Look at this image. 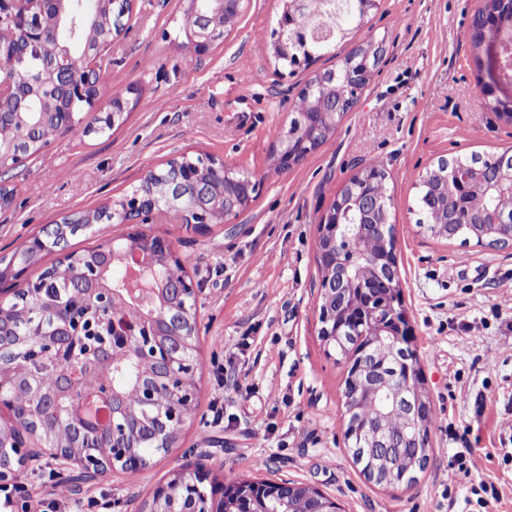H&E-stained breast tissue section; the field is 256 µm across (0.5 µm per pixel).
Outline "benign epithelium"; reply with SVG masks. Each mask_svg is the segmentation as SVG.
<instances>
[{
	"label": "benign epithelium",
	"instance_id": "7a95c632",
	"mask_svg": "<svg viewBox=\"0 0 512 512\" xmlns=\"http://www.w3.org/2000/svg\"><path fill=\"white\" fill-rule=\"evenodd\" d=\"M74 0H0V23L16 28L20 40L11 48H0V147L9 142L15 133V122H8L4 113H13L14 118L23 112H36L42 118L58 123L60 129L70 125V112L58 110L53 97L61 96L73 102L77 99L85 103L87 111L96 114V119L109 122L116 116L124 115L128 101L122 97L113 98L107 104L100 102L99 84L105 71L104 50L112 46L114 36L128 31L123 21L132 12L134 0H98L99 12L112 14L118 19L115 29L109 31L105 40L95 47L92 62L82 75L73 76L66 68L67 47L47 33L66 26L75 27L76 16L71 11ZM244 0H188L187 14L195 18V24L187 29L186 48L201 57L210 52L220 40L224 31L234 25L243 10ZM339 0H286L285 8L272 34L271 49L278 58L288 56V48L309 38L315 41L329 40L335 36L333 19L336 3ZM298 14L308 16L312 25L308 29L293 27V18ZM475 23L485 24L487 32L483 40L492 46L488 55V66L495 84L503 89L512 86V81L503 75L504 67L512 61V30L503 26L485 23L478 15ZM33 50L39 57L36 73L7 74L3 58L17 56ZM373 68L367 65L349 66L351 83L357 86L366 84L372 76ZM323 124H315L309 134V142H317L316 133L325 127H336V102L324 98L315 103ZM276 151L283 158L282 169L299 165L307 153L299 147H278ZM169 182L174 195L185 197L184 186L192 188L194 205L178 209L169 215L168 221L192 224L199 230L216 222L235 223L259 190L257 180H238L232 176L235 169L224 160L210 156L204 169L193 173L181 171L177 160L167 166ZM217 175L224 180V216L215 219V213L208 204L210 182ZM455 179L462 192L481 189L484 191L508 188L512 183L485 181L472 172H457ZM344 202L340 206L347 210L357 209L364 216L383 215L386 207L374 198L355 195L344 188L340 192ZM156 204L146 196H136L123 201V208L112 212L116 224H129L131 230L123 235L130 246L120 253H112L123 264L133 257L143 259V264L124 280L119 287H111L104 282V268L92 267L82 274L79 288H88L97 296L99 308L106 310L110 335L91 348L89 373L97 378V383L82 389V373L77 368L59 366L57 376L60 385L69 395L81 393L106 407L112 416V441L108 449L101 452L93 448H46L31 450L29 455H46L51 462L63 467L69 475L78 474L85 478L97 479L107 475L113 467L130 472L140 471L141 459L134 451L135 438L126 429L117 427V422L127 420L130 414L123 395L111 387L104 379V373L122 357L128 340L136 338L143 352H152L155 358L154 372L140 375L136 386L143 392L142 406L154 408L159 404V392L164 386L177 385L184 392L180 409L169 415L168 423L153 435L155 439H169L181 432L192 418L190 413L194 401V359L189 349L195 347L196 331L185 328L184 317L178 316L164 326H159L149 315L131 319L126 315L130 301L144 294L145 273L150 267L149 254L157 253L166 257L172 264V277L167 291L182 299L183 303H196L197 288L193 280L182 272L178 265L173 241L157 235L145 228L153 223ZM348 229L358 234L371 233L378 237L380 252L372 266L365 270L344 260L338 235ZM475 231L480 235L497 234V238L512 242V221L501 224H478ZM318 240L322 244L319 261L322 270L318 319L321 323L320 335L329 344L344 343L349 332L346 327L356 323L365 327L364 335L369 337L362 350V358L355 366L348 383L344 387V408L348 420L349 433L358 436V447L374 448L376 452L367 470L370 481H385L400 467L403 461L393 449L418 447L425 441L426 432L433 414L432 407L422 394V382L416 362V352L412 346V328L402 306L398 260L395 252L394 225L381 218L373 223L344 224L341 212L330 209L319 224ZM31 332L40 336L46 347L42 363L55 361L53 353L61 350L73 336L97 335L93 324H87L76 310L59 311L48 321L34 325ZM365 387L375 398L385 401V410H396L405 414L410 422V432L401 443L393 442L385 433L382 423L367 425L353 417V413L363 399L360 387ZM211 483L209 473L201 467L177 469L171 479L158 487L149 504V512H170L168 504L178 498L192 499L194 512H270L265 499H273L279 504L296 500L308 502L306 512H336V500L308 485L288 480L266 481V491L258 485L239 481L227 482L216 487L221 495L224 510L212 511L210 499L200 498V486Z\"/></svg>",
	"mask_w": 512,
	"mask_h": 512
}]
</instances>
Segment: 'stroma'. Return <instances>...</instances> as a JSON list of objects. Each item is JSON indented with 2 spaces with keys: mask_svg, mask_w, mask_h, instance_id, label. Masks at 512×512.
I'll list each match as a JSON object with an SVG mask.
<instances>
[{
  "mask_svg": "<svg viewBox=\"0 0 512 512\" xmlns=\"http://www.w3.org/2000/svg\"><path fill=\"white\" fill-rule=\"evenodd\" d=\"M484 3L380 0L329 53L291 68L268 49L284 0H247L203 57L185 47L186 0H136L101 85L105 101L127 90L126 121L102 137H57L0 171V186L14 191L0 209V257L66 215L115 204L184 154L224 158L263 185L234 227H150L172 239L198 289L196 417L176 447L137 474L82 484L28 460L11 512L55 489L67 512H143L173 469L199 464L220 484L301 482L343 512H512V244L431 236L415 209L418 177L438 159L512 148V121L482 92L486 49L472 41ZM370 41L386 54L357 105L302 164L270 168L306 81ZM374 160L387 172L402 305L434 415L427 466L394 488L369 482L347 449V363L317 318L318 224ZM465 446L477 463L466 477L455 473Z\"/></svg>",
  "mask_w": 512,
  "mask_h": 512,
  "instance_id": "35a3bbf8",
  "label": "stroma"
}]
</instances>
